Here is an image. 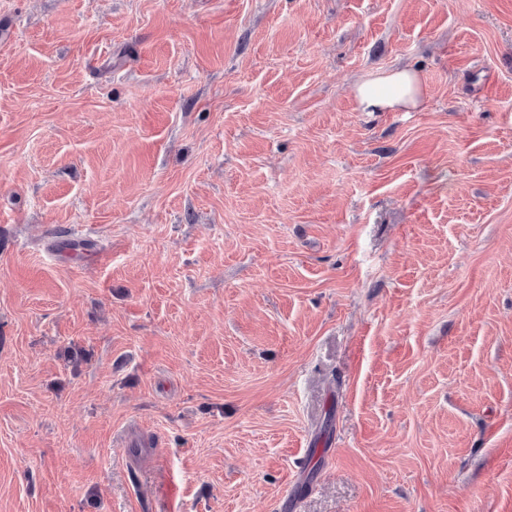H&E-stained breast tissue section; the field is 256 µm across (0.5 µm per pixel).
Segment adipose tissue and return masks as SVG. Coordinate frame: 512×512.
I'll list each match as a JSON object with an SVG mask.
<instances>
[{
  "instance_id": "adipose-tissue-1",
  "label": "adipose tissue",
  "mask_w": 512,
  "mask_h": 512,
  "mask_svg": "<svg viewBox=\"0 0 512 512\" xmlns=\"http://www.w3.org/2000/svg\"><path fill=\"white\" fill-rule=\"evenodd\" d=\"M424 96V82L417 69L396 68L369 74L356 85L361 111L400 112L417 108Z\"/></svg>"
}]
</instances>
